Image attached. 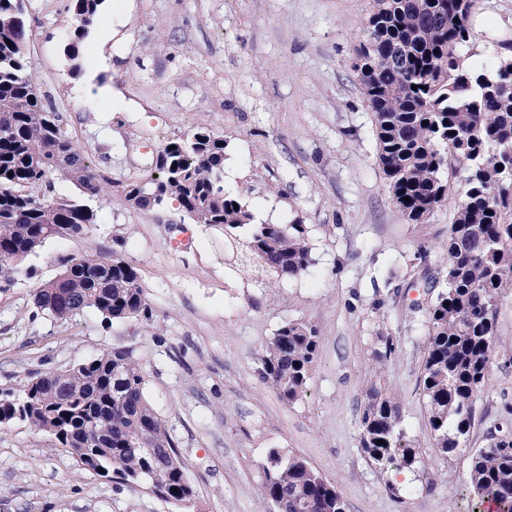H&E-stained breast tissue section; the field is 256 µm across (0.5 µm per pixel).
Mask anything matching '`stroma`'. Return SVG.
<instances>
[{
    "instance_id": "1",
    "label": "stroma",
    "mask_w": 512,
    "mask_h": 512,
    "mask_svg": "<svg viewBox=\"0 0 512 512\" xmlns=\"http://www.w3.org/2000/svg\"><path fill=\"white\" fill-rule=\"evenodd\" d=\"M69 4L25 0L27 55L39 92L108 183L95 224L48 240L0 291V393L128 351L196 496L181 509L85 471L54 437L19 423L0 430V512H266L260 486L274 448L305 457L347 512H471L470 456L512 429V363L494 358L467 446L441 462L421 384L424 309L436 295L426 277L446 265L464 180L426 223L394 207L353 69L373 0H104L74 64ZM471 28L470 63H494L512 45V0H475ZM199 128L224 137V189L253 217L307 224L303 275L261 283L228 260L223 233L190 223L177 203L146 211L125 201V183L151 169L161 144ZM424 241L435 249L423 264L414 254ZM94 251L137 268L150 322L35 313L34 291L61 260ZM292 319L321 339L305 397L287 405L256 357ZM382 333L397 350L380 361ZM374 382L396 393L408 438L447 479L374 469L359 446Z\"/></svg>"
}]
</instances>
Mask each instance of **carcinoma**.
I'll return each instance as SVG.
<instances>
[{
	"instance_id": "1",
	"label": "carcinoma",
	"mask_w": 512,
	"mask_h": 512,
	"mask_svg": "<svg viewBox=\"0 0 512 512\" xmlns=\"http://www.w3.org/2000/svg\"><path fill=\"white\" fill-rule=\"evenodd\" d=\"M102 2L71 0L76 41L67 47L70 60L78 59V40ZM472 7L473 0H374L355 63L374 117L379 166L398 211L412 224L425 223L448 204L452 179L465 174L448 229L442 287L425 311L422 392L445 462L466 446L493 357L512 360L495 336L498 303L512 291V172L498 169L502 153L512 149V92L497 86L499 69L512 68V59L465 64ZM23 15L24 0H0V291L48 239L85 233L96 221L85 200L104 192L59 113L37 91ZM225 149L224 137L205 129L165 142L150 175L124 187L125 201L146 209L174 200L192 223L224 231L242 267L269 280L300 276L311 264L307 225L252 223L248 206L224 191ZM50 172L80 196L58 193L47 181ZM246 225L245 236L232 233ZM138 280L137 269L115 252L73 257L36 289L34 306L61 322L87 310L108 320H147ZM319 343L316 327L290 320L262 349L259 374L283 402L305 396ZM144 389V371L128 352H102L33 377L17 394L0 395V428L27 423L52 434L87 471L189 503L193 483ZM360 423V448L379 473L426 472L386 389H370ZM469 477L479 503L512 512L511 430L475 449ZM261 495L275 512H345L333 483L305 458L276 448Z\"/></svg>"
}]
</instances>
